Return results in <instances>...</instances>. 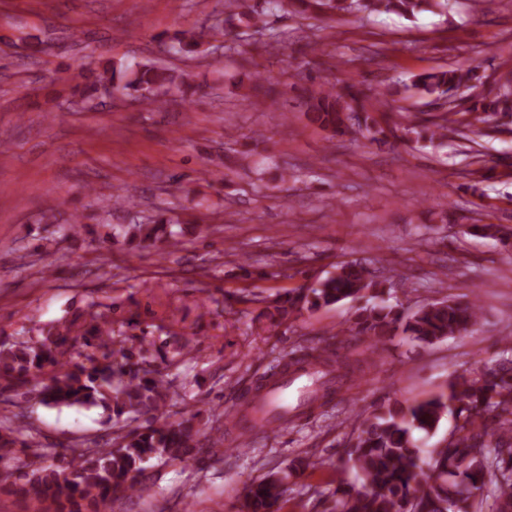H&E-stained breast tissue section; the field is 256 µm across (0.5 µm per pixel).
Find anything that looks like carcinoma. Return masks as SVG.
I'll use <instances>...</instances> for the list:
<instances>
[{
  "label": "carcinoma",
  "instance_id": "carcinoma-1",
  "mask_svg": "<svg viewBox=\"0 0 512 512\" xmlns=\"http://www.w3.org/2000/svg\"><path fill=\"white\" fill-rule=\"evenodd\" d=\"M218 0L221 10L206 30H184L168 39L171 50L193 60L207 39L218 40L237 29L265 23V12H287L302 17H331L363 9L394 12L412 17L424 0ZM94 80L80 101L97 106L100 88L110 86L159 111L167 96L188 97L193 90L186 73H175L152 63L134 66L108 64L89 70ZM87 73V74H89ZM82 73L80 77L85 78ZM481 83L477 68L450 69L415 76L413 84L426 96H448V111L427 115L405 128L430 140L448 137V125L458 114L469 115L467 126L482 132L500 112L512 110V93L488 99L458 95ZM270 77L249 76V96L272 91ZM383 99L372 104L354 84H344L308 97L309 121L332 135L355 128L372 141L384 130L374 113ZM103 213L114 207H135L129 197H96ZM160 218L137 222L127 234L138 244L159 240ZM392 285L387 276L376 275L366 265L347 262L336 272L305 288L284 291L290 309L317 310L344 300L364 299L356 321L340 335L368 342L375 348L400 328L417 345H429L450 336L472 332L480 323L482 307L444 299L430 302L403 315L385 299ZM144 345L128 344L112 335V323L104 320L84 327L78 319L51 326L41 336L19 346L0 347V379L29 388L43 405L100 407L118 426L110 448L81 443H44L40 432L17 413L0 418L9 424L0 433V493L30 499L38 512H104L118 491L135 488L152 491L143 479L144 464L152 459L187 464L202 449L200 434L190 421L172 422L165 414L170 387L154 370L143 367ZM361 370L360 360L349 361L303 352L282 366L279 377L258 383L244 400L238 421L229 426L266 432L273 419L288 420V408L267 407L268 393L285 381L307 374L326 383H352ZM451 417L455 431L427 450L419 436L434 435L442 420ZM359 433L346 451L345 466L355 482L337 488L332 512H475L477 499L493 498L496 512H512V341L496 358H478L465 374L453 377L448 391L409 404H389L358 415ZM288 472L252 482L247 491V512H279L287 491Z\"/></svg>",
  "mask_w": 512,
  "mask_h": 512
}]
</instances>
